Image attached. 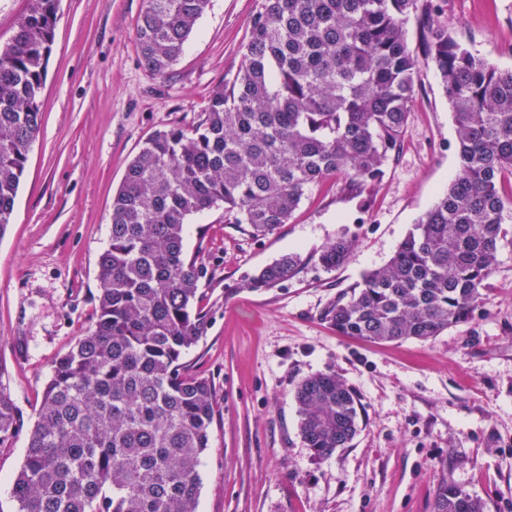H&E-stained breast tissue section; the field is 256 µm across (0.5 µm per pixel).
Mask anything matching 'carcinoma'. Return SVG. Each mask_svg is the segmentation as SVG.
Listing matches in <instances>:
<instances>
[{"label":"carcinoma","mask_w":512,"mask_h":512,"mask_svg":"<svg viewBox=\"0 0 512 512\" xmlns=\"http://www.w3.org/2000/svg\"><path fill=\"white\" fill-rule=\"evenodd\" d=\"M209 0H143L135 23L142 66L166 78ZM420 14L421 51L405 22ZM57 0H27L0 46V236L10 224L41 127L39 97ZM433 68L457 133L458 171L383 266L336 295L322 318L339 336L426 341L468 321L484 300L512 195V69L503 70L435 24L419 0H260L238 73L195 126L153 133L112 198L98 256L93 328L58 358L45 383L12 494L18 512H197L201 455L214 420L212 381L182 354L206 335L202 264L184 249L190 216L224 204V222L253 238L288 222L329 175L368 202L400 153L421 65ZM339 236L308 258L285 255L251 278L279 288L310 260L344 265ZM300 436L316 460L345 448L361 402L331 372L294 388ZM23 426L0 384V443ZM443 478L432 512H486Z\"/></svg>","instance_id":"carcinoma-1"}]
</instances>
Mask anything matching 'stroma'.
I'll use <instances>...</instances> for the list:
<instances>
[{
	"label": "stroma",
	"mask_w": 512,
	"mask_h": 512,
	"mask_svg": "<svg viewBox=\"0 0 512 512\" xmlns=\"http://www.w3.org/2000/svg\"><path fill=\"white\" fill-rule=\"evenodd\" d=\"M435 19L502 69L512 68V0H430ZM258 0H210L164 80L140 64L143 0H59L39 98L42 126L11 222L0 236V383L24 424L0 444V512L53 362L96 320L97 258L112 197L156 131L200 121L241 64ZM448 101L420 69L398 159L369 208L331 175L288 223L255 239L225 223L223 205L189 218L185 250L207 269L200 304L211 318L182 363L212 380L215 415L200 465L198 512H431L441 479L512 512V220L482 305L428 341L372 343L323 320L337 293L386 263L458 171ZM355 239L334 271L310 259L337 236ZM291 252L299 275L271 290L245 283ZM335 372L364 406L349 447L313 459L299 435L296 383Z\"/></svg>",
	"instance_id": "stroma-1"
}]
</instances>
